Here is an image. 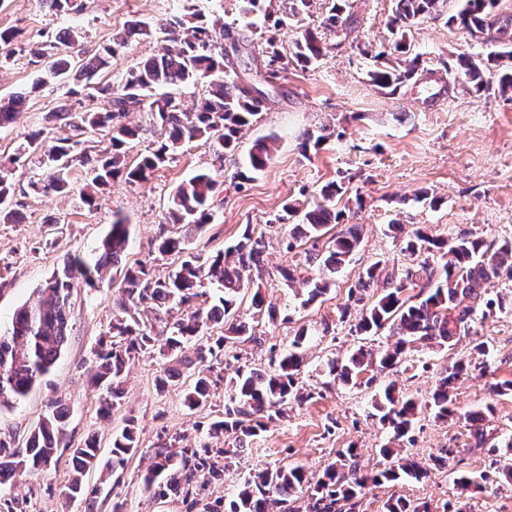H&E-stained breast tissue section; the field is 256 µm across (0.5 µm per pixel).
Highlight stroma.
Segmentation results:
<instances>
[{
    "label": "stroma",
    "instance_id": "1",
    "mask_svg": "<svg viewBox=\"0 0 512 512\" xmlns=\"http://www.w3.org/2000/svg\"><path fill=\"white\" fill-rule=\"evenodd\" d=\"M78 2L80 12L55 16L38 0H0V30L17 31L24 42L37 40L42 33L55 39L75 26L81 32L82 50L92 51L111 43L113 31L129 20L156 25L177 9V0ZM349 2L361 40L386 41L391 0ZM458 8L459 0H440L439 17L421 19L412 30L413 50L434 73L433 82L411 83L398 94L386 95L367 77L372 57L347 43L328 48L309 69H289L286 99L243 131L236 154L225 156L224 172L218 177L224 205L212 224L190 236L189 246L205 255L216 252L234 243L248 224L265 234L271 244L264 255L262 295L277 307L279 318L260 320L257 341L225 344L220 363L209 372L212 390L206 406L192 409L185 401L197 370H184L178 386L157 389L165 361L154 350L135 356L124 376L120 405L102 415L90 370L94 351L112 323L122 275L115 271L96 287L74 289L71 335L55 367L26 399L0 407V438L21 446L48 415L52 402L62 401L69 413L62 448L46 470L17 473L11 485L0 487V499L15 502L16 512H83L79 501L66 500L61 493L70 476L68 447L91 435L100 456L109 457L113 438L129 424L136 428L139 450L124 470L108 478L112 494L98 498L96 512H112L116 499L124 501V512H224L225 500L259 471L298 466L314 479L347 448L354 449L362 472L375 473L389 466L381 450L392 432L380 423L374 400L392 384L423 407L402 453L419 462L428 475L367 487L359 512H385V502L398 497L428 504L430 512H512V483L491 468L489 451L490 445L512 437V392H499L501 384L512 381V293L505 309L476 321L455 345L413 344L401 365L378 374L370 385L337 382L327 366L358 347L378 350L390 341L384 330L373 336L352 332L363 303L372 302L376 291L368 289L359 303L350 300L349 290L375 262L400 273L412 267V259L401 253L390 229L392 220H400L407 233L421 227L431 235L452 238L466 229L489 243L512 241V96H479L461 86L445 94L436 81L455 67L459 54L487 50L482 41L448 24ZM41 72V66L23 54L0 69V95L28 94L18 121L0 128V157L10 156L29 131H56L50 114L67 87L50 82L32 90ZM325 125L331 128V137L320 150L303 151L307 135H319ZM267 135L278 139L273 161L253 179L234 184L254 140ZM210 162V146L192 143L147 183L120 178L95 191L89 208L76 207L62 195L16 194L12 203L22 215L20 223H0V330L10 325L18 307L34 300L36 289L62 268L70 254H91L114 215L125 216L130 226L125 264L148 259L173 190ZM339 179L348 188L336 202L343 214L341 224L330 225L319 241L300 240L287 249L288 226L269 227V219L281 213L288 200L315 194L320 186ZM421 190L440 198V206L414 201V193ZM351 224L361 227L360 248L337 274L335 286L306 302L302 285L286 286L280 268L302 262L309 252L326 253L331 236ZM300 331L305 334V359L299 384L309 399L290 404L285 417L268 423L247 440L245 450L225 460L224 452L234 448L235 438L209 434L208 426L224 414L230 379L240 368L269 369ZM480 343L487 348L483 370L456 381L453 389L457 415L435 418L427 403L438 380L454 362L470 358ZM478 411L484 414L489 441L482 448L458 419L459 414ZM172 441L207 458L208 466L198 471L190 495L148 501L142 491L148 459L153 449ZM463 475H480L484 481L481 487L464 491L456 484Z\"/></svg>",
    "mask_w": 512,
    "mask_h": 512
}]
</instances>
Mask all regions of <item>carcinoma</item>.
Segmentation results:
<instances>
[{"label":"carcinoma","instance_id":"carcinoma-1","mask_svg":"<svg viewBox=\"0 0 512 512\" xmlns=\"http://www.w3.org/2000/svg\"><path fill=\"white\" fill-rule=\"evenodd\" d=\"M316 2L236 0V17L220 25L209 23L186 3L183 12L157 27L141 20L131 21L112 34L109 45L78 60L55 53L52 41L22 46L14 32L0 31L1 65L25 52L44 64L49 79L62 84L82 83L108 99V108L103 111L78 106L68 99L61 101L52 117L60 123L64 134L50 137L42 131L29 133L11 157L0 160V223L18 222L11 207L15 193L13 171L26 155L39 156V162L48 170L44 178H30L28 188L32 193L67 194L76 204L86 206L94 203L89 189L104 186L119 176L132 184L143 183L191 142L216 141L214 157L216 162L223 163L224 155L238 149L240 133L276 102L277 79L289 66L307 68L319 61L328 49L329 35L338 38L340 44L347 40L359 43L348 0H322L320 21L315 25L308 18ZM391 2L389 38L371 49L378 66L368 72L370 84L387 95L396 94L424 72V61L413 52L410 34L418 20L437 14L440 0ZM460 2V8L448 17V22L471 36L483 38L494 50L485 55H459L453 83L466 84L480 96L511 93L512 21L494 14L498 0ZM259 20L275 32L284 27L294 29V39L286 48L275 34L260 43L255 41ZM136 35L155 37L159 42L157 52L139 60L116 87L98 81L111 66L112 57ZM493 69L498 76L495 83L486 78ZM199 83L206 85L205 93L188 111L174 93H157L162 87ZM25 100L26 94L22 92L0 97V127L17 122ZM130 112L149 113L160 131L157 146L139 154L131 165L127 163L128 152L140 129L121 122ZM102 129L110 134V148L94 156L77 154V147L83 144L79 136ZM275 141L273 136L256 140L249 149L246 170L237 172L234 178L248 180L250 175L263 171L273 159ZM77 164L85 170L89 183L76 192L71 170ZM346 193L344 183L329 182L306 207L289 202L283 207V214L268 220V224H282L297 216L299 222L293 225L290 238L318 239L328 225L339 223L341 213L336 211L335 203ZM221 205L216 175L201 170L173 190L168 221L200 230L213 222ZM129 237L126 219L116 218L95 248L94 261L80 253L70 255L62 270L38 288L34 301L17 309L10 326L0 332V406L25 398L50 373L72 329L73 288L95 287L109 267L122 262ZM360 244V230L352 224L336 234L327 255H306L305 262L318 269L317 275L304 279L308 301L330 290L336 274ZM266 247L265 236L255 235L249 224L235 245L206 257L188 248L187 237L159 233L157 256L125 270L121 294L113 302L110 340H101L94 354L92 381L105 391L104 412L120 404L123 375L137 353L156 349L169 360L170 365L157 378L158 388L165 390L178 385L180 367L191 364L190 359L182 356L185 344L204 335L211 326L221 321L229 323L230 336H219L213 345L199 348L196 359L200 363L218 357L228 339L256 340L257 317L265 312L271 320L276 317L275 308L265 307L261 294ZM401 250L417 260V268L406 271L401 278L393 272L382 274L378 263L368 267L360 281L361 289L381 279L383 292L362 310L354 324L359 335L388 327L397 340L384 351L373 353L359 348L343 361L330 362L329 373L345 384L365 373L396 367L411 342L451 343L468 334L478 316L487 317L504 307L505 296L492 294V289L499 287L502 276L512 278V241L495 245L469 232L448 240L417 229L402 240ZM170 253L182 255L180 266L168 274L156 273L154 262ZM209 285L218 288L222 295L206 308L194 305L195 300L205 295L203 288ZM409 288L419 292L406 298L404 292ZM249 289L254 291L252 307L256 312L246 318L240 315L238 299L242 291ZM302 343L300 333L269 370L238 369L229 400L224 404V417L210 424L211 433L234 435L236 447L241 449L247 439L263 429L265 421L282 416L289 403L303 401L305 396L297 385L303 361ZM471 367V361L462 359L439 380L430 405L436 417L446 419L451 415V389L457 380L470 373ZM209 397L210 381L200 377L186 393L185 401L196 409L205 405ZM375 408L381 412L380 422L392 429L395 440L407 437L417 415L413 400H401L388 388L375 401ZM65 419L66 411L56 401L52 413L31 431L24 447L16 448L0 439V485L9 483L18 470L38 472L54 462ZM137 448L138 439L129 425L113 440L112 456L104 463L96 439L84 440L70 449L73 477L64 485L62 495L67 499H84L86 512H93L101 487H87L80 476L97 468L112 473L122 470ZM150 460L143 476V490L148 498H164L174 492L189 494L201 464L189 467L186 451L172 448L155 449ZM426 474L427 470L418 463L401 457L391 467L368 477L359 472L356 455L349 448L314 482L298 467L281 466L259 472L244 483L236 496L224 502V512H269L270 506L288 502L292 493L303 486L313 502L311 512H356L368 482H395L404 477L418 481ZM385 509L430 512L427 505H414L402 498L389 499Z\"/></svg>","mask_w":512,"mask_h":512}]
</instances>
